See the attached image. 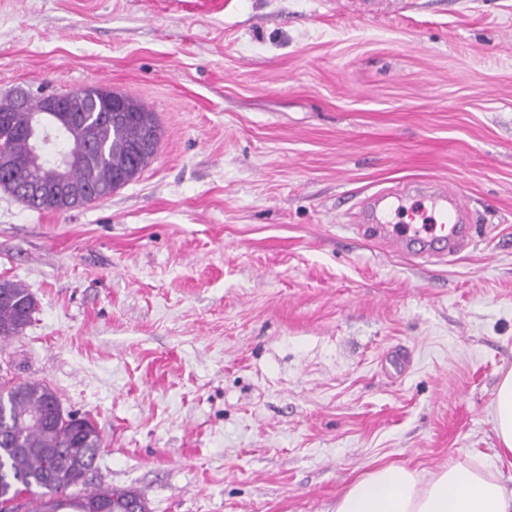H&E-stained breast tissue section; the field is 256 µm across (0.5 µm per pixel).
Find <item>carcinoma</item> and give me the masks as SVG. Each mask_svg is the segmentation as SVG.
Wrapping results in <instances>:
<instances>
[{"label":"carcinoma","instance_id":"cac0c4a2","mask_svg":"<svg viewBox=\"0 0 512 512\" xmlns=\"http://www.w3.org/2000/svg\"><path fill=\"white\" fill-rule=\"evenodd\" d=\"M0 114L15 122H0V154L11 160L14 177L0 188L36 210H63L101 200L112 191L115 170L128 171L132 181L152 161L155 151L145 152L131 163V150L144 137L141 117L119 123L112 116L88 113L85 126L74 131L77 140H90L91 147L70 178L80 184L84 195L79 202L66 198L36 202L21 192L33 184H50L56 171L32 162V139L26 128V113L16 111V98L0 99ZM37 309L33 295L22 285L0 279V339L21 335ZM105 442L96 425L86 416L66 411L56 392L38 381L0 385V504L18 512V500L28 495L42 500L45 512H101L109 508L128 512L144 500L129 489H92L86 481Z\"/></svg>","mask_w":512,"mask_h":512}]
</instances>
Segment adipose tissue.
Here are the masks:
<instances>
[{
  "label": "adipose tissue",
  "instance_id": "1",
  "mask_svg": "<svg viewBox=\"0 0 512 512\" xmlns=\"http://www.w3.org/2000/svg\"><path fill=\"white\" fill-rule=\"evenodd\" d=\"M492 421L493 456L426 476L402 466L373 469L344 491L336 512H512V487L500 476L512 463V370L498 385Z\"/></svg>",
  "mask_w": 512,
  "mask_h": 512
}]
</instances>
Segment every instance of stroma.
<instances>
[{"instance_id": "obj_1", "label": "stroma", "mask_w": 512, "mask_h": 512, "mask_svg": "<svg viewBox=\"0 0 512 512\" xmlns=\"http://www.w3.org/2000/svg\"><path fill=\"white\" fill-rule=\"evenodd\" d=\"M0 0V97L98 86L154 112L108 199L0 190V279L37 309L0 377L106 442L93 487L148 512H335L382 465L493 455L512 368V0ZM439 180L473 244L363 236Z\"/></svg>"}]
</instances>
